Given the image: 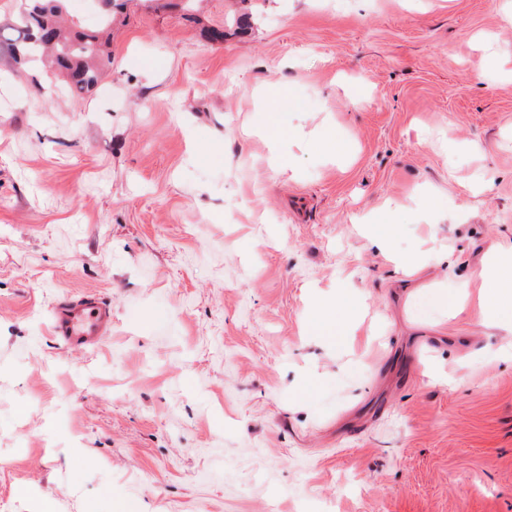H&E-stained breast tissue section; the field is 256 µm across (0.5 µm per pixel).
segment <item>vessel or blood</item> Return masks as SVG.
<instances>
[{
	"mask_svg": "<svg viewBox=\"0 0 512 512\" xmlns=\"http://www.w3.org/2000/svg\"><path fill=\"white\" fill-rule=\"evenodd\" d=\"M52 331L63 348H96L112 331V305L94 295L60 302L52 312Z\"/></svg>",
	"mask_w": 512,
	"mask_h": 512,
	"instance_id": "obj_1",
	"label": "vessel or blood"
}]
</instances>
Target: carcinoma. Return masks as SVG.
<instances>
[{
    "mask_svg": "<svg viewBox=\"0 0 512 512\" xmlns=\"http://www.w3.org/2000/svg\"><path fill=\"white\" fill-rule=\"evenodd\" d=\"M20 2L14 23L0 27V48L28 62L46 60L45 68L68 78L72 96L91 92L110 64L101 49L100 33H72L64 27L61 0Z\"/></svg>",
    "mask_w": 512,
    "mask_h": 512,
    "instance_id": "cac0c4a2",
    "label": "carcinoma"
}]
</instances>
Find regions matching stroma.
Segmentation results:
<instances>
[{
    "label": "stroma",
    "mask_w": 512,
    "mask_h": 512,
    "mask_svg": "<svg viewBox=\"0 0 512 512\" xmlns=\"http://www.w3.org/2000/svg\"><path fill=\"white\" fill-rule=\"evenodd\" d=\"M108 49V98L0 57V512H512V0H127ZM477 277L492 285L497 294V303L486 312L488 323L512 333V248L491 251L477 271ZM52 331L64 349L96 348L112 331V304L94 295L58 303Z\"/></svg>",
    "instance_id": "1"
}]
</instances>
